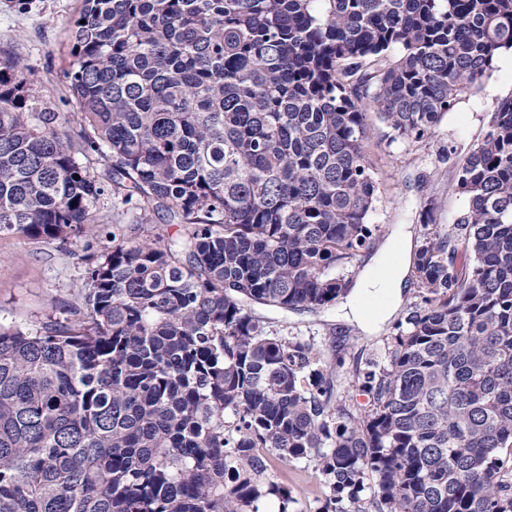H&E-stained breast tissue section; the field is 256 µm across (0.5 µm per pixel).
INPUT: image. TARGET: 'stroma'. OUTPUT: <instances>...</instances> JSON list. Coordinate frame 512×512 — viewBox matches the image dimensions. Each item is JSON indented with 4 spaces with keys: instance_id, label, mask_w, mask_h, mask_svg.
Wrapping results in <instances>:
<instances>
[{
    "instance_id": "1",
    "label": "stroma",
    "mask_w": 512,
    "mask_h": 512,
    "mask_svg": "<svg viewBox=\"0 0 512 512\" xmlns=\"http://www.w3.org/2000/svg\"><path fill=\"white\" fill-rule=\"evenodd\" d=\"M80 0H0V58H22L34 73V92L58 112L73 111L63 75L70 60L69 35ZM512 97V52L502 53L478 89L463 93L456 105L421 142L391 140L377 116H370L367 154L379 183V198L371 215L381 233L355 261L356 270L372 260L402 224L421 237L425 211L434 223H456L466 200L453 186L455 168L480 142L498 104ZM81 245L58 244L12 234L0 235V315L19 326L66 318V304L80 282L85 263ZM419 300L416 280H409L401 303L383 328L366 336L338 317V306L288 314L264 310L269 330L313 339L326 366L332 399L366 406L359 380L368 362L384 357V342L394 334ZM267 476L287 487L293 512H319L324 483L315 462L284 463L271 459Z\"/></svg>"
}]
</instances>
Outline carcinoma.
Segmentation results:
<instances>
[{
    "instance_id": "carcinoma-1",
    "label": "carcinoma",
    "mask_w": 512,
    "mask_h": 512,
    "mask_svg": "<svg viewBox=\"0 0 512 512\" xmlns=\"http://www.w3.org/2000/svg\"><path fill=\"white\" fill-rule=\"evenodd\" d=\"M70 42L73 112L0 60V233L108 245L66 322L0 321V512H288L266 450L317 461L322 512H512V97L456 167L467 210L425 213L370 408L257 313L350 293L366 107L428 139L512 50V0H81Z\"/></svg>"
}]
</instances>
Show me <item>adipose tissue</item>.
I'll return each mask as SVG.
<instances>
[{"instance_id":"1","label":"adipose tissue","mask_w":512,"mask_h":512,"mask_svg":"<svg viewBox=\"0 0 512 512\" xmlns=\"http://www.w3.org/2000/svg\"><path fill=\"white\" fill-rule=\"evenodd\" d=\"M412 235L407 226H400L395 242L385 243L381 249L382 258L391 260L393 271L385 275L375 268L365 270L352 295L347 296L344 304V317L356 324L363 332L371 334L380 330L401 302L402 288L407 274V257ZM379 300L380 305L371 319H363L360 302L362 299Z\"/></svg>"}]
</instances>
